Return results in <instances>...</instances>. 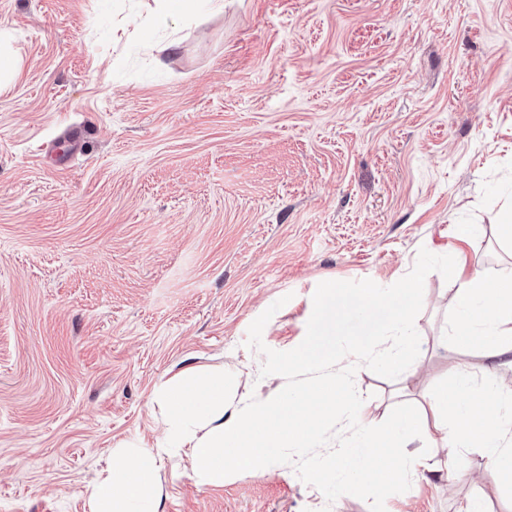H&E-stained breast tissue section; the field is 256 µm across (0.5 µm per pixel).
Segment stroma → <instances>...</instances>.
<instances>
[{"label":"stroma","mask_w":512,"mask_h":512,"mask_svg":"<svg viewBox=\"0 0 512 512\" xmlns=\"http://www.w3.org/2000/svg\"><path fill=\"white\" fill-rule=\"evenodd\" d=\"M154 8L0 0V512H88L113 449L162 438L152 395L185 368L223 371L238 409L282 390L246 345L276 300L262 341L288 351L319 283L389 286L423 248L512 284V0H199L164 30ZM453 295L426 276L416 368L348 367L376 424L418 412L413 451L465 472L449 490L330 487L339 421L220 486L167 462L157 512H512L485 458L434 439L454 364L512 388L451 338Z\"/></svg>","instance_id":"stroma-1"}]
</instances>
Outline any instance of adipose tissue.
Returning a JSON list of instances; mask_svg holds the SVG:
<instances>
[{
    "label": "adipose tissue",
    "instance_id": "1",
    "mask_svg": "<svg viewBox=\"0 0 512 512\" xmlns=\"http://www.w3.org/2000/svg\"><path fill=\"white\" fill-rule=\"evenodd\" d=\"M458 318L453 332L490 358L512 354V287H496L480 273L455 278ZM339 353L323 357L306 347L288 356L286 371L304 376L293 391L256 398L246 410L232 409L223 373L203 377L194 370L157 387L163 408L164 437L114 449L107 468L86 489L89 512H157L158 475L167 459L185 455L196 485H220L243 472L269 469L287 448H307L323 426L343 414L352 430L322 466L336 482L382 487L403 474L433 471L424 456L409 452L415 418L396 417L387 427L370 420V408L356 401ZM494 398L497 412L483 403ZM434 415L452 413L455 424L437 423L449 452L477 448L487 460L486 474L512 495V393L479 387L463 364L451 371L429 400Z\"/></svg>",
    "mask_w": 512,
    "mask_h": 512
}]
</instances>
